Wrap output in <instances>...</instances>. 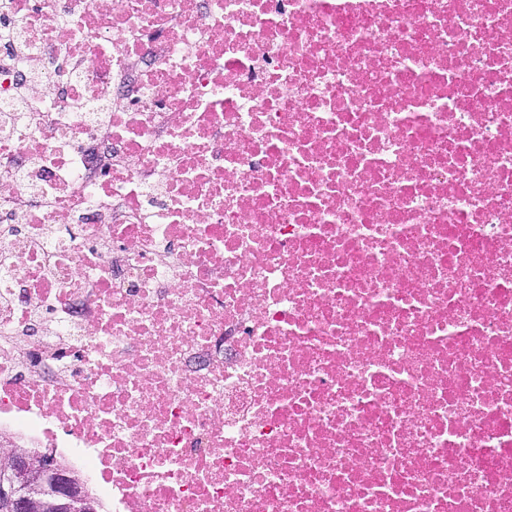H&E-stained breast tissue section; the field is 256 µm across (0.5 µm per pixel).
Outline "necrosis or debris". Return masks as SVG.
<instances>
[{
  "label": "necrosis or debris",
  "instance_id": "necrosis-or-debris-1",
  "mask_svg": "<svg viewBox=\"0 0 512 512\" xmlns=\"http://www.w3.org/2000/svg\"><path fill=\"white\" fill-rule=\"evenodd\" d=\"M0 447L112 512H512V0H15Z\"/></svg>",
  "mask_w": 512,
  "mask_h": 512
}]
</instances>
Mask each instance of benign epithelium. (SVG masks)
Wrapping results in <instances>:
<instances>
[{"instance_id":"7a95c632","label":"benign epithelium","mask_w":512,"mask_h":512,"mask_svg":"<svg viewBox=\"0 0 512 512\" xmlns=\"http://www.w3.org/2000/svg\"><path fill=\"white\" fill-rule=\"evenodd\" d=\"M43 459L24 448L8 453L0 465V512H96L68 472L45 469Z\"/></svg>"}]
</instances>
